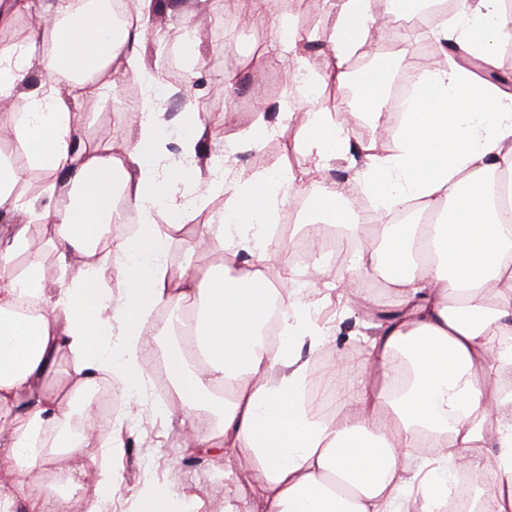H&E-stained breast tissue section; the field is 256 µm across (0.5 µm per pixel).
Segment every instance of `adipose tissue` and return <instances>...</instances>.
Instances as JSON below:
<instances>
[{
    "instance_id": "obj_1",
    "label": "adipose tissue",
    "mask_w": 512,
    "mask_h": 512,
    "mask_svg": "<svg viewBox=\"0 0 512 512\" xmlns=\"http://www.w3.org/2000/svg\"><path fill=\"white\" fill-rule=\"evenodd\" d=\"M416 0H324L332 18L306 53L294 17L271 0H245L240 18L268 31L265 55L287 60L294 99L308 107L305 144L322 162L348 151L336 93L351 67L369 59L357 109L372 124L386 117L385 88L393 61L379 43L390 23ZM135 19L115 25L112 11L89 0H5L0 27L20 15L37 28L24 42L0 45V140L18 145L24 165L0 159V209L14 222L0 227V512H105L120 483L113 459L123 446L127 415L101 420L72 400L101 380L119 378L137 396L150 376L147 316L169 308L160 337L170 347L166 373L181 422L199 448L224 455V512H440L448 501V470L471 449L470 462L491 471L478 493L480 512H512V93L459 66L452 42L496 65L512 42L505 0H458L439 13L432 34L441 50L415 71L408 112L385 150L365 148L357 177L376 211L390 214L408 199L432 224H382L379 242L349 259L336 285L349 291L359 271L385 280L401 318L369 343L353 379L340 371L339 421L305 402L318 379L302 347L323 348L329 331L317 303L294 275L277 270L287 245L270 224L285 206L306 224L345 223L360 233L367 216L347 211L335 190L292 169L249 172L209 162L164 163L160 77L141 58L152 0H132ZM50 82L24 90L32 68ZM145 90L128 117L129 135L98 144L80 133L81 104L109 88L107 73ZM46 173L41 191L17 185L27 171ZM220 197L224 208L192 239L196 251L219 250L216 269L186 268L168 276V236L158 209L177 215ZM140 222L104 238L103 227ZM44 228L34 237L31 225ZM52 249L70 280L51 278L43 262ZM114 279L118 291L105 288ZM35 317L17 318L22 299ZM275 318L278 338L261 340ZM221 412L217 432L197 435L195 412ZM426 449L438 470L414 482L404 462ZM79 467L64 483L43 471L63 456ZM136 512H197L196 500L147 480Z\"/></svg>"
}]
</instances>
